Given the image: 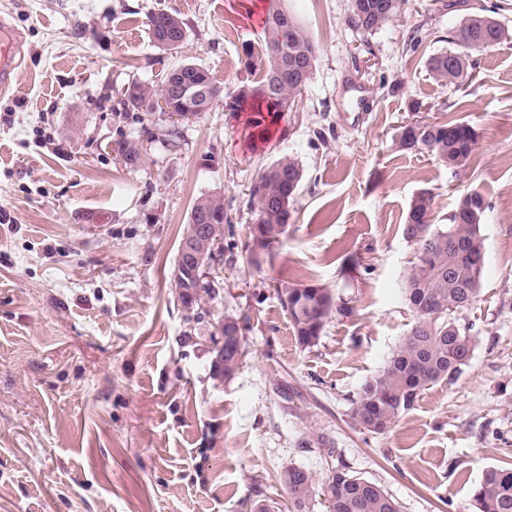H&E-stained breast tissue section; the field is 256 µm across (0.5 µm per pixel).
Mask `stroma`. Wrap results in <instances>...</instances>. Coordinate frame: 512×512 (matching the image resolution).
<instances>
[{
	"instance_id": "stroma-1",
	"label": "stroma",
	"mask_w": 512,
	"mask_h": 512,
	"mask_svg": "<svg viewBox=\"0 0 512 512\" xmlns=\"http://www.w3.org/2000/svg\"><path fill=\"white\" fill-rule=\"evenodd\" d=\"M265 3L0 0V23L24 39L0 95V512H257L287 504L291 466L320 482L346 468L401 512H471L484 473L512 463V43L473 55L462 87L427 66L453 50L464 16L512 29V0H406L368 35L352 0H285L319 55L257 145L220 99L172 147L161 115L123 111L117 90L186 63L230 89L258 85L243 49L263 52ZM159 12L184 22L178 48L155 46L146 18ZM415 120L472 126L467 165L401 150ZM124 137L139 141L137 166L115 150ZM285 155L304 171L288 239L254 262L250 188ZM424 189L440 224L468 190L489 204L481 292L457 315L474 351L374 435L353 403L412 321L401 226ZM216 193L230 218L222 274L189 312L171 273L194 202ZM277 279L344 305L315 346L296 343ZM227 316L245 355L220 382L210 364Z\"/></svg>"
}]
</instances>
